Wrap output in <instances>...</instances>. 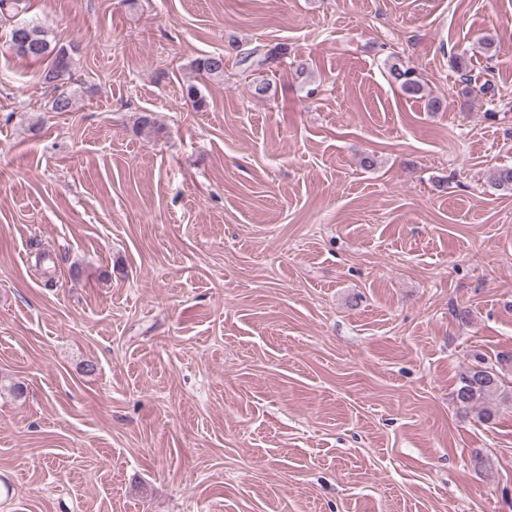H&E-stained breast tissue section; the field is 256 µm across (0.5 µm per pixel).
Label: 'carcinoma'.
<instances>
[{
  "label": "carcinoma",
  "mask_w": 512,
  "mask_h": 512,
  "mask_svg": "<svg viewBox=\"0 0 512 512\" xmlns=\"http://www.w3.org/2000/svg\"><path fill=\"white\" fill-rule=\"evenodd\" d=\"M29 9L28 0H0V15L14 17ZM10 42L16 54L33 60H48L49 67L42 75L43 83L54 93L52 109L56 112L71 111L73 99L68 90L71 59L68 51L50 38L49 32L40 25L23 24L10 32ZM286 54V48L273 47L264 52L254 50L241 57V61H253L259 68L278 61ZM194 69L208 78L224 76V55H206L194 61ZM392 84L408 97H417L424 86L417 71L399 62L388 65ZM493 188L512 190V167L498 168L494 173ZM512 371V352L500 353L495 359L482 356L475 358L461 376L456 388V402L464 411H474L478 418L488 423L497 416V407L512 405V385L505 381V371Z\"/></svg>",
  "instance_id": "obj_1"
}]
</instances>
